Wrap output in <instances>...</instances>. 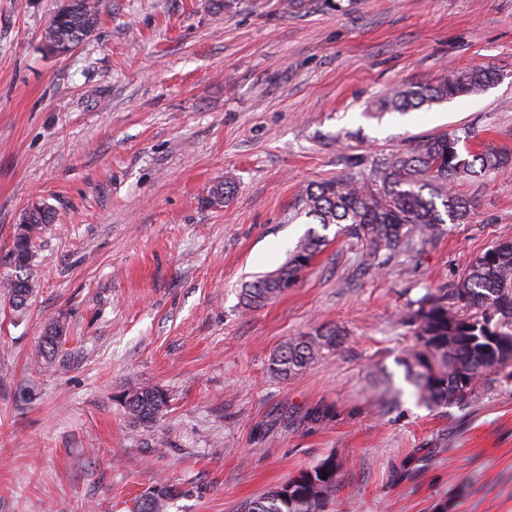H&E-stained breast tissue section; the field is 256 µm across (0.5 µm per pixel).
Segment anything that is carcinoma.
Instances as JSON below:
<instances>
[{
    "label": "carcinoma",
    "mask_w": 512,
    "mask_h": 512,
    "mask_svg": "<svg viewBox=\"0 0 512 512\" xmlns=\"http://www.w3.org/2000/svg\"><path fill=\"white\" fill-rule=\"evenodd\" d=\"M101 0H68L46 27L47 49L68 53L92 34ZM497 72L476 67L450 74L435 83L414 84L380 103L386 112H412L461 96L483 93ZM461 140L447 135L427 137L407 150L372 160L367 173L348 174L307 185L299 194L305 216L328 229L335 225L359 240L373 268L430 241L444 224L472 219L474 207L452 190L462 177L512 168V152L489 147L461 153ZM234 194L224 182L212 188L208 205H221ZM53 221L46 205L23 215L0 263L15 274L0 285L9 306L23 310L33 293L31 264L43 226ZM326 237L308 231L277 269L245 284L242 307L265 305L295 286L302 272L325 245ZM401 324L412 330L416 344L404 358L422 402L442 406L463 400L488 372L512 377V239H502L476 256L454 288L428 292L409 302ZM344 332L319 330L282 345L271 358V371L288 379L335 350ZM170 394L158 386H142L125 394L123 407L133 426L154 423L169 407ZM338 490L336 460L289 478L279 487L244 504L240 512H327ZM182 490L160 481L135 501L133 512H166Z\"/></svg>",
    "instance_id": "cac0c4a2"
}]
</instances>
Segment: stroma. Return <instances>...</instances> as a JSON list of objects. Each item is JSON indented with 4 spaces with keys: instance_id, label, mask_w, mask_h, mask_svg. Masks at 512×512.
Returning <instances> with one entry per match:
<instances>
[{
    "instance_id": "35a3bbf8",
    "label": "stroma",
    "mask_w": 512,
    "mask_h": 512,
    "mask_svg": "<svg viewBox=\"0 0 512 512\" xmlns=\"http://www.w3.org/2000/svg\"><path fill=\"white\" fill-rule=\"evenodd\" d=\"M63 3L0 0V253L33 205L54 215L29 306L0 302V512H131L162 480L185 491L167 512H238L327 458L329 512H512V377L427 407L398 322L512 238V171L454 183L473 220L382 269L331 227L294 288L239 304L308 230L306 185L426 136L512 148V0H102L58 55L42 35ZM478 64L499 73L480 95L370 107ZM329 326L339 348L271 373ZM144 385L173 400L135 429L121 402ZM345 336L339 328H327L299 336L282 345L271 358V371L283 379L300 374L308 365L335 350Z\"/></svg>"
}]
</instances>
